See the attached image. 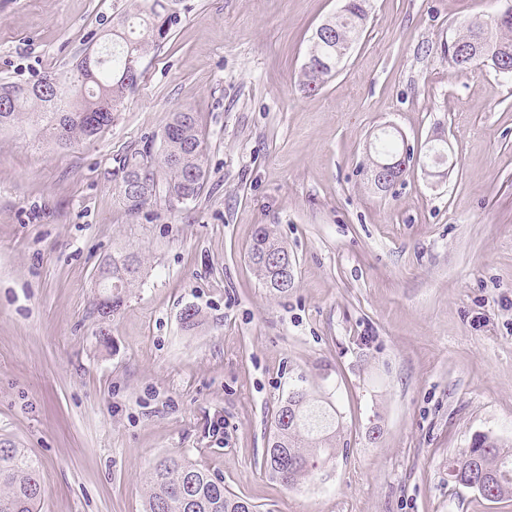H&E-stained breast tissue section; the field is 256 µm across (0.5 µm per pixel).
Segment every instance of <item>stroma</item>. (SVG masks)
<instances>
[{
  "label": "stroma",
  "instance_id": "35a3bbf8",
  "mask_svg": "<svg viewBox=\"0 0 512 512\" xmlns=\"http://www.w3.org/2000/svg\"><path fill=\"white\" fill-rule=\"evenodd\" d=\"M343 4L178 0L111 126L67 145L27 116L0 127V443L38 462L40 512H144L166 456L258 512H512L448 474L476 434L512 446V81L448 64L449 30L512 0H369L340 71L303 92ZM125 6L0 0V83L69 87ZM182 108L206 143L200 196L128 213L114 168ZM390 124L417 150L445 136V177L375 190ZM261 224L296 259L288 293L248 260ZM128 252L140 271L102 320L99 268ZM298 388L343 432L289 487L263 456Z\"/></svg>",
  "mask_w": 512,
  "mask_h": 512
}]
</instances>
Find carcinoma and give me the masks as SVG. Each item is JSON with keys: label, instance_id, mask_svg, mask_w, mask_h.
Masks as SVG:
<instances>
[{"label": "carcinoma", "instance_id": "carcinoma-1", "mask_svg": "<svg viewBox=\"0 0 512 512\" xmlns=\"http://www.w3.org/2000/svg\"><path fill=\"white\" fill-rule=\"evenodd\" d=\"M175 0H129L130 9L112 27L111 46L104 51L87 52L77 64L79 75L73 81L80 94L66 96L57 78L47 74L33 84L1 83L12 93L7 111L0 110V127L19 120L32 111L61 143L91 138L110 125L127 93L143 77L142 60L152 48L160 46L177 23ZM367 0H346L342 12L327 21L333 35L310 39L299 86L304 92H316L336 74L339 53L353 47L367 19ZM456 49L448 51V65L465 71L482 62L488 48L503 65L512 66V10H505L491 21H473L452 30ZM403 154L407 163H415L414 152L404 149V139L396 133L381 132L369 155L367 166L392 155ZM142 178L140 207L162 198L169 204L195 200L202 189L206 171L203 139L196 113L186 108L172 113L164 129L160 146L149 143L127 154L115 173L124 205L127 200V176ZM286 254L288 249L269 225L255 230L250 259L255 275L273 294L293 287L294 273L286 275L262 264L263 256ZM140 259L134 253L112 257L101 279L112 280V308L123 303L126 289L138 272ZM342 428L341 415L330 403L302 390L289 393L274 416L273 434L268 447L281 455L278 467H268L271 477L290 486L303 479L319 459L336 456L337 438ZM482 469L498 479L496 498L512 496V451L493 437L478 434L471 446L454 460L449 475L466 485L473 468ZM146 512H257L256 506L233 494L203 466L183 458H164L146 477ZM44 495L36 463L21 448L0 444V512H36Z\"/></svg>", "mask_w": 512, "mask_h": 512}]
</instances>
